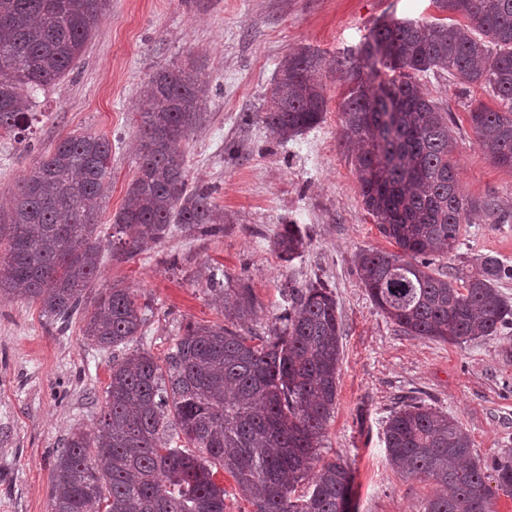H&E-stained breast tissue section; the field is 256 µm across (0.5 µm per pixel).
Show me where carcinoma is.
Wrapping results in <instances>:
<instances>
[{"label":"carcinoma","instance_id":"1","mask_svg":"<svg viewBox=\"0 0 512 512\" xmlns=\"http://www.w3.org/2000/svg\"><path fill=\"white\" fill-rule=\"evenodd\" d=\"M107 0H0V131L35 120L39 92L81 55ZM444 18L375 26L336 60L346 91L341 137L351 149L363 204L393 252L363 249L357 273L374 306L410 336L461 344L512 326L498 289L512 265L485 258L465 277L433 269L457 245L478 204L459 187L451 157L452 113L419 76L447 73L498 101L468 109L487 157L512 169V0H433ZM136 173L112 222V251L134 256L174 227L223 230L206 185L189 186L180 142L203 116L205 81L181 67L146 84ZM327 100L321 59L284 58L262 121L286 142L318 126ZM112 143L67 136L20 181L0 258V293L20 288L44 316L65 326L99 276L101 242L90 202L108 191ZM305 240L285 225L275 249L285 262ZM227 296L226 325L189 323L160 360L148 351L112 357L96 430H73L52 466L49 512H224L222 470L255 512H352L353 470L323 459L320 443L336 405L341 322L321 281L288 289L291 305L267 336L245 329L257 317L251 289ZM145 311L128 288L98 294L83 336L117 350L141 335ZM389 463L434 485L424 512H495L489 481L512 496V451L490 464L473 453L457 420L414 400L384 429ZM310 481L307 493L292 497Z\"/></svg>","mask_w":512,"mask_h":512}]
</instances>
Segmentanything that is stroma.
<instances>
[{"label":"stroma","mask_w":512,"mask_h":512,"mask_svg":"<svg viewBox=\"0 0 512 512\" xmlns=\"http://www.w3.org/2000/svg\"><path fill=\"white\" fill-rule=\"evenodd\" d=\"M431 0H108L79 59L40 97L30 143L0 134V213L19 181L57 142L84 133L112 142L111 188L96 205L102 248L96 288L120 285L148 304L144 334L128 351L165 357L190 322L224 323L207 289L209 268L230 287L248 285L260 306L252 323L268 334L289 304L288 285L316 280L336 295L343 323L336 406L319 453L355 475L353 512H423L430 482L388 462L385 422L403 402L422 399L469 433L490 462L512 448V329L461 344L401 332L372 304L356 272L363 249H389L363 204L354 167L339 142L345 87L336 59L383 19L425 21ZM304 49L322 59L323 121L293 140L261 120L280 60ZM198 63L209 83L206 120L181 144L188 181L214 186L223 233L177 230L142 254L114 253L106 241L135 170L134 145L146 104L142 86L164 68ZM424 86L453 115V158L462 193L492 203L493 218L462 225L436 268L467 275L487 255L512 262V169L492 164L468 117V104L496 107L486 90H464L433 72ZM299 225L307 245L293 262L273 243ZM82 316L59 329L38 303L0 295V512H49L51 469L73 429L101 415L112 353L83 337Z\"/></svg>","instance_id":"35a3bbf8"}]
</instances>
